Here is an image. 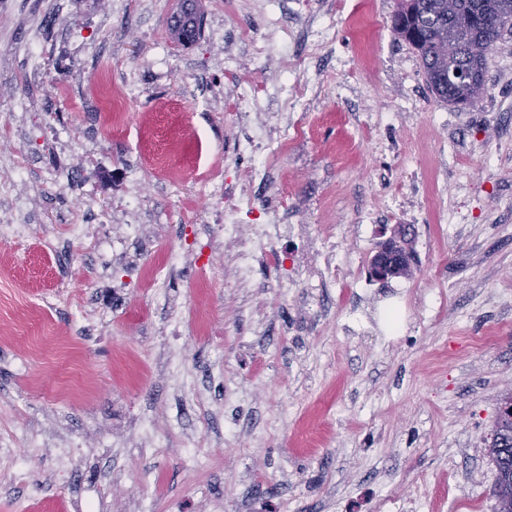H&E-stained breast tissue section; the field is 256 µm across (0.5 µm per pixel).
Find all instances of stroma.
<instances>
[{
    "instance_id": "35a3bbf8",
    "label": "stroma",
    "mask_w": 512,
    "mask_h": 512,
    "mask_svg": "<svg viewBox=\"0 0 512 512\" xmlns=\"http://www.w3.org/2000/svg\"><path fill=\"white\" fill-rule=\"evenodd\" d=\"M371 2L366 61L346 16ZM178 0H0V154L27 160L24 241L0 236V512H376L375 495L433 496V512L481 497L493 507L487 454L512 390V31L487 55L479 106L432 95L420 60L391 25L396 0H200L196 42L168 20ZM336 28L333 53L312 32ZM250 30L263 44L238 43ZM232 47L256 85L305 90L306 134L269 156L273 183L243 223L287 189L293 219L334 229L371 258L383 226L359 213L396 195L414 204L409 276L342 286L280 287L288 268L259 257L243 288H205L198 261L232 268L230 244L175 213L202 175L236 180L255 161L244 126L225 119ZM43 50L31 74L32 48ZM133 73L129 129L90 111L89 83ZM68 126V146L52 138ZM147 170L131 212L123 165ZM78 168L65 190L47 169ZM94 195L109 221L74 240ZM144 233L110 250L123 224ZM171 303L143 283L162 249ZM107 321H100V313ZM488 342L473 346L469 337ZM41 441L27 446L28 437Z\"/></svg>"
}]
</instances>
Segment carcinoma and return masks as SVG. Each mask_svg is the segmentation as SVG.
<instances>
[{
    "label": "carcinoma",
    "instance_id": "obj_1",
    "mask_svg": "<svg viewBox=\"0 0 512 512\" xmlns=\"http://www.w3.org/2000/svg\"><path fill=\"white\" fill-rule=\"evenodd\" d=\"M178 15L181 28H171L176 39L186 30L199 33L197 0H181ZM392 25L396 36L418 54L430 91L468 110L484 96L487 82V57L471 47L489 49L512 28V0H398ZM458 68L468 72V82L445 77ZM488 454L496 470L493 495H512V413L497 417Z\"/></svg>",
    "mask_w": 512,
    "mask_h": 512
}]
</instances>
